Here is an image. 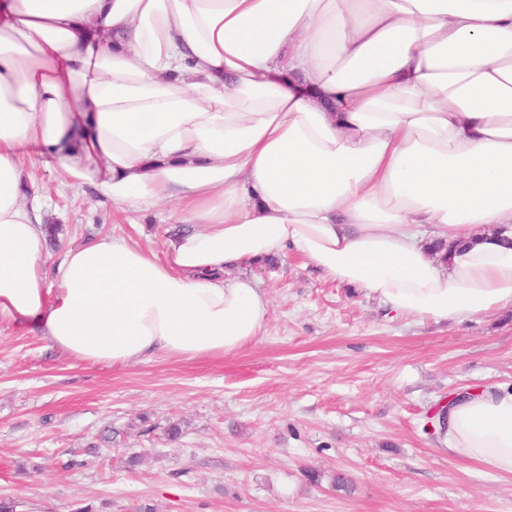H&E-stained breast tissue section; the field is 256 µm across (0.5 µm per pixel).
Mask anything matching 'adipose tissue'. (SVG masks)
<instances>
[{
  "instance_id": "ef3b65f1",
  "label": "adipose tissue",
  "mask_w": 512,
  "mask_h": 512,
  "mask_svg": "<svg viewBox=\"0 0 512 512\" xmlns=\"http://www.w3.org/2000/svg\"><path fill=\"white\" fill-rule=\"evenodd\" d=\"M25 154L192 230L53 260ZM291 247L401 315L512 311V0H0V324L235 353L268 307L238 268ZM446 409L448 455L512 476V387Z\"/></svg>"
}]
</instances>
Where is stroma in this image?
I'll use <instances>...</instances> for the list:
<instances>
[{"mask_svg":"<svg viewBox=\"0 0 512 512\" xmlns=\"http://www.w3.org/2000/svg\"><path fill=\"white\" fill-rule=\"evenodd\" d=\"M23 165L61 248L114 236L160 254L187 230ZM257 275L266 333L230 355L91 364L0 328V512H512V479L423 429L454 393L512 385L511 311L407 318L293 251Z\"/></svg>","mask_w":512,"mask_h":512,"instance_id":"stroma-1","label":"stroma"}]
</instances>
